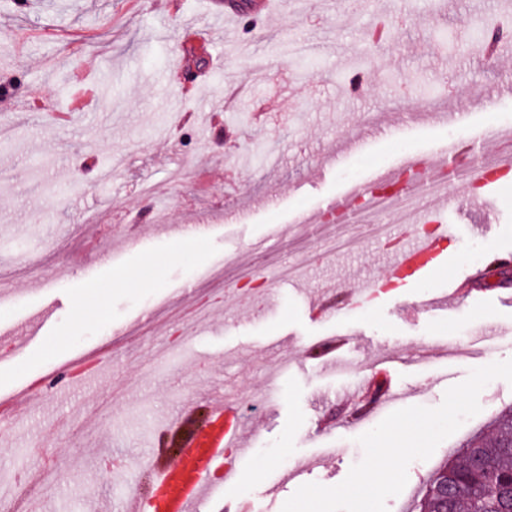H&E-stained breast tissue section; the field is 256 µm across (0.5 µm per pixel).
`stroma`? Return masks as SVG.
Segmentation results:
<instances>
[{
    "instance_id": "1",
    "label": "stroma",
    "mask_w": 512,
    "mask_h": 512,
    "mask_svg": "<svg viewBox=\"0 0 512 512\" xmlns=\"http://www.w3.org/2000/svg\"><path fill=\"white\" fill-rule=\"evenodd\" d=\"M379 18L391 38L372 48L363 34ZM495 20L512 22V0H0V401L27 406L0 432V486L40 483L36 512H121L148 481L133 460L173 417L184 433L201 423L202 395L220 384L252 429L233 494L249 512H282L296 490L289 466L317 460L308 482L331 487L362 461L363 429L336 396L376 359L393 357V384L414 390L404 408L437 407L472 369L512 359V287H495L492 263L512 254V183L482 174L497 149L483 119L465 131L469 179L445 159L453 202L432 221L456 225V257L430 278L316 315L325 285L389 277V263L358 213L300 221L324 211L344 172L364 186L447 146L427 114L512 84V42L492 56L471 45ZM291 41L317 58L314 76L280 56ZM493 108L512 114V93ZM383 125L390 134L377 136ZM472 191L494 206L455 204ZM260 270L272 282L261 302L229 292ZM468 275L488 285L452 315L422 309ZM182 320L189 344L161 354ZM328 336L343 340L351 371L308 355ZM483 336L482 353L414 361L438 339ZM100 353L96 373L67 377ZM276 368L274 403L246 402ZM479 403L409 464L388 512H418L433 473L512 406V384L492 380ZM58 430L57 452L40 453Z\"/></svg>"
}]
</instances>
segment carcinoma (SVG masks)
<instances>
[{"label":"carcinoma","mask_w":512,"mask_h":512,"mask_svg":"<svg viewBox=\"0 0 512 512\" xmlns=\"http://www.w3.org/2000/svg\"><path fill=\"white\" fill-rule=\"evenodd\" d=\"M512 474V409L499 417L489 435L475 434L460 444L459 458L430 479L421 512H512L505 481ZM448 485V496L438 494Z\"/></svg>","instance_id":"1"}]
</instances>
